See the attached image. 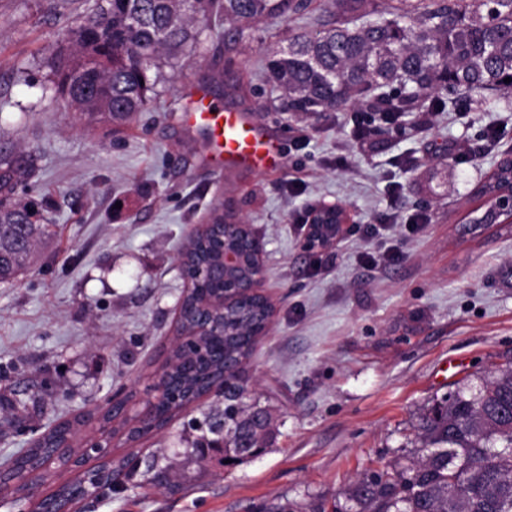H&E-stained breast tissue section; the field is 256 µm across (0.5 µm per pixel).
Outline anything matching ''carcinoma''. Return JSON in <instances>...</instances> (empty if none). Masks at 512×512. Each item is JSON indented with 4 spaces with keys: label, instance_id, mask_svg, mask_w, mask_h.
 <instances>
[{
    "label": "carcinoma",
    "instance_id": "1",
    "mask_svg": "<svg viewBox=\"0 0 512 512\" xmlns=\"http://www.w3.org/2000/svg\"><path fill=\"white\" fill-rule=\"evenodd\" d=\"M311 0H105L95 13L69 28L62 40L72 59L58 73V88L71 108L91 120L127 123L146 110L163 52L182 46L195 16L213 15L229 24L261 17H286L308 8ZM391 17H375V0H333L336 21L314 34H296L273 52L268 79L281 91L280 110L289 115L345 112L365 105L373 112H411L437 108L438 92H512V0H398ZM112 58V64L87 81L65 82V71L81 69L91 55ZM32 173L30 163L0 153V281L14 277L35 247L48 236L47 225L33 224L26 204H7L17 185ZM512 184V167L495 168L480 195L489 198ZM219 244L200 233L186 241L180 262L196 267L209 263ZM249 319L235 309L217 313L227 336H195L209 350L224 348L231 361L249 358L257 327L268 322L272 307L254 295L245 300ZM194 320L178 323L177 340L162 367V376L181 402L201 397L219 377L241 378L218 360L194 364L183 338L194 336ZM36 403L20 396L3 403L0 415L13 425ZM103 424L126 428L119 405L96 410ZM81 418L67 430L51 428L34 445L20 449L36 459L62 444L74 446ZM233 430L230 449L248 443L268 448L274 441L273 418L260 397L243 391L237 397L200 412L188 422L183 457L198 465L210 463L218 448L215 432ZM422 455L408 464L364 475L349 493L359 512H512V367L470 393L456 390L431 406L420 424ZM171 465L152 457L144 470L126 473L138 485L166 487Z\"/></svg>",
    "mask_w": 512,
    "mask_h": 512
}]
</instances>
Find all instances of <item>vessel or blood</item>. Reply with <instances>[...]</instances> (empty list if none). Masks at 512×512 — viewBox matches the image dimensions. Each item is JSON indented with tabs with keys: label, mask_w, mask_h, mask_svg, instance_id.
Wrapping results in <instances>:
<instances>
[{
	"label": "vessel or blood",
	"mask_w": 512,
	"mask_h": 512,
	"mask_svg": "<svg viewBox=\"0 0 512 512\" xmlns=\"http://www.w3.org/2000/svg\"><path fill=\"white\" fill-rule=\"evenodd\" d=\"M183 119L190 126L211 133L216 150L210 154L209 160L216 167L236 163L267 170L281 164L279 138L264 132L247 114L216 102L206 89L195 91Z\"/></svg>",
	"instance_id": "obj_1"
}]
</instances>
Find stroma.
<instances>
[{"mask_svg": "<svg viewBox=\"0 0 512 512\" xmlns=\"http://www.w3.org/2000/svg\"><path fill=\"white\" fill-rule=\"evenodd\" d=\"M97 0H0V152L35 172L14 201L59 235L0 283V393H38L19 427L0 425V463L32 429L73 420L158 375L185 282L179 252L214 205L264 244L261 293L273 314L243 372L278 429L261 456L229 467L184 461L192 407L160 432L116 442L113 464L156 454L177 462V492L128 486L87 512H332L356 480L417 457L422 415L449 392L512 362V224L470 227L476 190L512 148V104L444 95L431 115L397 124L370 110L279 112L266 72L289 36L331 22L330 0L231 32L195 19L163 58L145 112L115 126L79 118L57 88L59 35ZM208 84L280 137L267 172L217 169L179 115ZM503 127L490 150L487 129ZM339 204L353 229L319 253L300 220ZM383 226L367 234V226ZM387 254L378 265L366 254Z\"/></svg>", "mask_w": 512, "mask_h": 512, "instance_id": "1", "label": "stroma"}]
</instances>
